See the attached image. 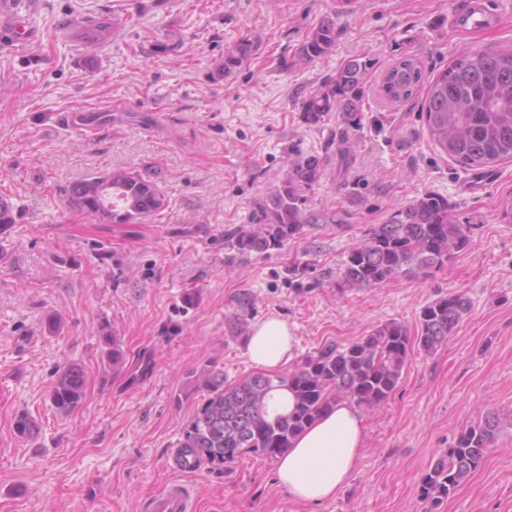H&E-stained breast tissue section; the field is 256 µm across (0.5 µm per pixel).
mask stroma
Instances as JSON below:
<instances>
[{
	"mask_svg": "<svg viewBox=\"0 0 512 512\" xmlns=\"http://www.w3.org/2000/svg\"><path fill=\"white\" fill-rule=\"evenodd\" d=\"M472 2L500 24L453 29L462 0H16L30 38L0 40V198L16 215L0 233V512H142L175 480L196 512H512V161L492 168L485 191L465 192L469 169L435 149L421 97L391 102L380 90L399 57L432 76L461 51L512 44V0ZM327 16L334 52L297 63ZM100 24L106 37L86 49L82 33ZM240 41L250 56L216 76ZM357 56L369 64L361 126L337 112L305 123L302 101ZM107 107L111 123L92 134L61 120ZM291 146L324 160L306 203L319 221L240 256L224 232L253 229ZM115 168L156 182L165 211L107 224L69 207L73 183ZM428 192L476 225L471 245L429 275L339 291L350 249ZM243 293L252 304L238 323ZM451 293L469 298V313L438 352L411 348L396 391L364 411L367 440L336 497L292 501L275 460L254 453L220 473L175 466L204 396L197 375L254 373L255 323L285 319L300 358L392 320L417 330L421 309ZM116 338L127 361L152 357L145 379L113 369ZM72 362L87 383L64 416L50 396ZM490 410L501 428L481 465L448 498L423 501L431 460ZM21 413L39 423L36 438L15 435Z\"/></svg>",
	"mask_w": 512,
	"mask_h": 512,
	"instance_id": "35a3bbf8",
	"label": "stroma"
}]
</instances>
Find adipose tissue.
Returning <instances> with one entry per match:
<instances>
[{"instance_id":"1","label":"adipose tissue","mask_w":512,"mask_h":512,"mask_svg":"<svg viewBox=\"0 0 512 512\" xmlns=\"http://www.w3.org/2000/svg\"><path fill=\"white\" fill-rule=\"evenodd\" d=\"M294 346L291 327L276 317L256 323L246 342L251 362L266 371L290 361ZM365 441L360 412L348 402H338L278 458L277 481L296 502L318 503L332 498L353 474Z\"/></svg>"}]
</instances>
